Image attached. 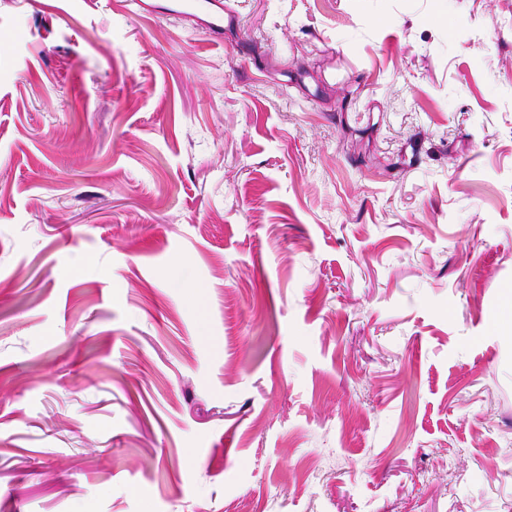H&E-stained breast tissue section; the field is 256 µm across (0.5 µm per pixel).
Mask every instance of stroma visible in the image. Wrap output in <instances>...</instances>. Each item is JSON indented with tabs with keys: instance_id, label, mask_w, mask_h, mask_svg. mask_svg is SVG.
<instances>
[{
	"instance_id": "stroma-1",
	"label": "stroma",
	"mask_w": 512,
	"mask_h": 512,
	"mask_svg": "<svg viewBox=\"0 0 512 512\" xmlns=\"http://www.w3.org/2000/svg\"><path fill=\"white\" fill-rule=\"evenodd\" d=\"M0 0V512H512V0ZM168 10L175 15L202 21L206 29L215 36L224 33V12L231 16V10L226 5L210 0H175Z\"/></svg>"
}]
</instances>
